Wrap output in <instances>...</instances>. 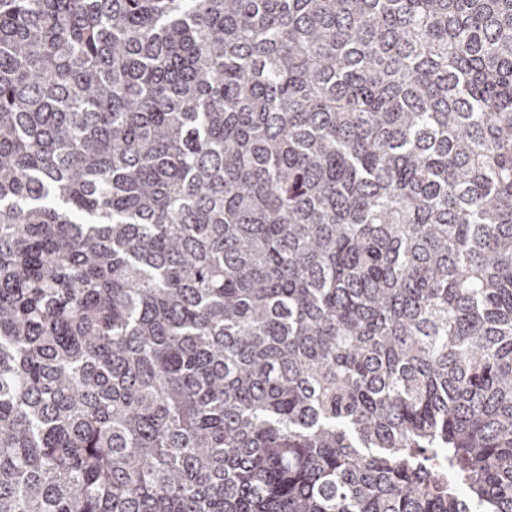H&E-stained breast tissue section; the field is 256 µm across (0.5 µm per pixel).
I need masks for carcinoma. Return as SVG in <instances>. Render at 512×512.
I'll return each mask as SVG.
<instances>
[{
    "label": "carcinoma",
    "instance_id": "1",
    "mask_svg": "<svg viewBox=\"0 0 512 512\" xmlns=\"http://www.w3.org/2000/svg\"><path fill=\"white\" fill-rule=\"evenodd\" d=\"M0 512H512V0H0Z\"/></svg>",
    "mask_w": 512,
    "mask_h": 512
}]
</instances>
